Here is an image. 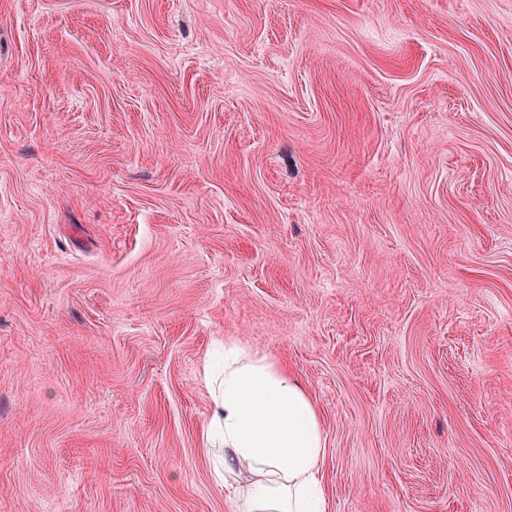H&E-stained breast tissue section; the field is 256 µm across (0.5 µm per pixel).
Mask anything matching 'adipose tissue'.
<instances>
[{"label":"adipose tissue","mask_w":512,"mask_h":512,"mask_svg":"<svg viewBox=\"0 0 512 512\" xmlns=\"http://www.w3.org/2000/svg\"><path fill=\"white\" fill-rule=\"evenodd\" d=\"M212 413V469L233 512H329L317 408L293 374L270 355L237 342L217 344L205 367Z\"/></svg>","instance_id":"adipose-tissue-1"}]
</instances>
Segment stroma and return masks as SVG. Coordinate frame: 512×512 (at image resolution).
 Here are the masks:
<instances>
[{
  "label": "stroma",
  "instance_id": "stroma-1",
  "mask_svg": "<svg viewBox=\"0 0 512 512\" xmlns=\"http://www.w3.org/2000/svg\"><path fill=\"white\" fill-rule=\"evenodd\" d=\"M219 340L330 512H512V0H0V512H232Z\"/></svg>",
  "mask_w": 512,
  "mask_h": 512
}]
</instances>
